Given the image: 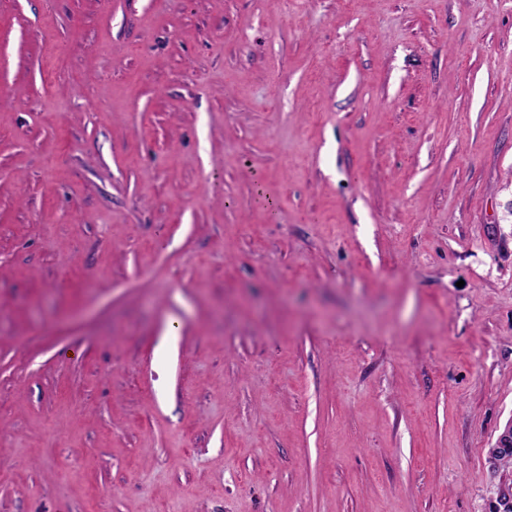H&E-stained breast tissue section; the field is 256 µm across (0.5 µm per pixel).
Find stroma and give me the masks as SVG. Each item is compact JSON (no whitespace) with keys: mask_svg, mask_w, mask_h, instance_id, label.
<instances>
[{"mask_svg":"<svg viewBox=\"0 0 512 512\" xmlns=\"http://www.w3.org/2000/svg\"><path fill=\"white\" fill-rule=\"evenodd\" d=\"M512 0H0V512H506Z\"/></svg>","mask_w":512,"mask_h":512,"instance_id":"35a3bbf8","label":"stroma"}]
</instances>
